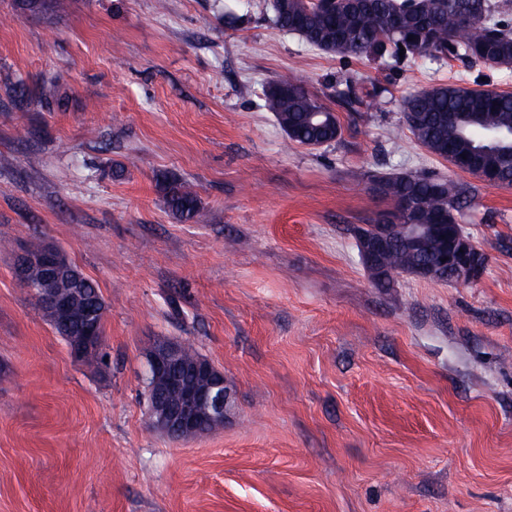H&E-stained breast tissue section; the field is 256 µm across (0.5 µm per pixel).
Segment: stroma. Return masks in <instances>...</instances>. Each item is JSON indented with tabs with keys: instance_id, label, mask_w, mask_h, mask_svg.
I'll return each mask as SVG.
<instances>
[{
	"instance_id": "obj_1",
	"label": "stroma",
	"mask_w": 512,
	"mask_h": 512,
	"mask_svg": "<svg viewBox=\"0 0 512 512\" xmlns=\"http://www.w3.org/2000/svg\"><path fill=\"white\" fill-rule=\"evenodd\" d=\"M157 1L0 0V75L29 93L0 83V512H512V187L429 153L402 109L440 84L512 92V67L393 69L311 48L270 0L231 25L224 0ZM348 74L384 91L331 144L263 107L288 77L332 104ZM406 172L466 189L477 281L375 286L353 229L392 207L373 176ZM35 242L98 286L104 357L75 359L16 277ZM163 340L223 372V423L152 427ZM165 197L168 210L180 222L187 223L196 219L200 201L188 183L169 185Z\"/></svg>"
}]
</instances>
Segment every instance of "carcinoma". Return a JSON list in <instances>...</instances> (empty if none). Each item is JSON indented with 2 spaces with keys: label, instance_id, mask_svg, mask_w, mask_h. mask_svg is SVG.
Segmentation results:
<instances>
[{
  "label": "carcinoma",
  "instance_id": "carcinoma-1",
  "mask_svg": "<svg viewBox=\"0 0 512 512\" xmlns=\"http://www.w3.org/2000/svg\"><path fill=\"white\" fill-rule=\"evenodd\" d=\"M491 0H339L324 6L318 0H271L276 26L298 35L308 45L327 54L343 57L400 59L413 53L434 58L457 57L490 67H512V26L494 19ZM383 88L364 86L355 76L340 80L334 94L336 106L360 112ZM263 107L273 113L288 138L299 144L331 143L341 138L342 127L335 110L312 94L299 78L281 79L263 89ZM407 128L414 142L431 154L448 159L470 157L478 149L485 166L501 187H512V137L485 140L481 132L488 125L512 127V92L478 89L456 83L421 90L403 103ZM377 190L394 202L412 200L416 211L398 210L389 225L369 224L355 228L369 234L382 233L388 248L376 258L371 272L377 285L392 283V273L417 274L434 262L438 241L421 231L424 241L409 243L407 224H456L467 204L456 183L435 174L409 172L373 179ZM166 205L183 223L196 219L199 199L186 183L166 187ZM59 273L49 284L73 294L71 309L61 310L37 303L58 335L71 343L83 335L89 312L105 310L97 285L85 277L63 253Z\"/></svg>",
  "mask_w": 512,
  "mask_h": 512
}]
</instances>
